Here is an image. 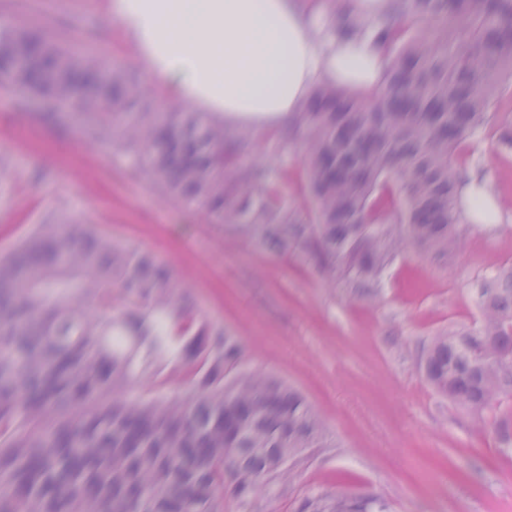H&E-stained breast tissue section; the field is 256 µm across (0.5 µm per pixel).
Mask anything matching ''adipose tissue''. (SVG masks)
I'll return each instance as SVG.
<instances>
[{
    "mask_svg": "<svg viewBox=\"0 0 512 512\" xmlns=\"http://www.w3.org/2000/svg\"><path fill=\"white\" fill-rule=\"evenodd\" d=\"M361 25L324 30L320 6L302 0H114L151 88L174 87L195 111L264 131L290 123L312 88L368 92L386 53L379 22L401 0H350Z\"/></svg>",
    "mask_w": 512,
    "mask_h": 512,
    "instance_id": "1",
    "label": "adipose tissue"
}]
</instances>
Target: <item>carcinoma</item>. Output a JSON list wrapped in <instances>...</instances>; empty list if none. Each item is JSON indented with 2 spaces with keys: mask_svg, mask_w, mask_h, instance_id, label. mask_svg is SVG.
I'll return each mask as SVG.
<instances>
[{
  "mask_svg": "<svg viewBox=\"0 0 512 512\" xmlns=\"http://www.w3.org/2000/svg\"><path fill=\"white\" fill-rule=\"evenodd\" d=\"M382 26L389 64L374 105L315 87L294 126L312 206L288 209L252 132L221 112H168L143 83L32 31L0 29L32 61L0 81L46 97V119L113 138L140 171L212 224L313 261L374 298L409 242L440 260L461 244L460 170L512 88V0H408ZM424 22L430 34L412 31ZM479 321L432 337L422 371L463 410L495 415L512 455V266L475 286ZM324 424L305 398L246 363L154 256L87 224H36L0 257V512H226L282 495ZM299 512H387L364 493L317 492Z\"/></svg>",
  "mask_w": 512,
  "mask_h": 512,
  "instance_id": "carcinoma-1",
  "label": "carcinoma"
}]
</instances>
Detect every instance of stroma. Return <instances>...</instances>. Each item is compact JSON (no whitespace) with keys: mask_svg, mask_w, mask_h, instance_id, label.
<instances>
[{"mask_svg":"<svg viewBox=\"0 0 512 512\" xmlns=\"http://www.w3.org/2000/svg\"><path fill=\"white\" fill-rule=\"evenodd\" d=\"M111 2L0 0V27L36 30L138 71ZM470 151L471 170L487 174L504 203L499 223L469 225L440 264L406 245L371 302L329 283L314 262L255 244L237 225L208 223L138 173L131 156L54 126L38 98L0 85V253L51 216L153 253L251 366L305 396L324 420L326 445L258 512H298L319 490L367 493L389 512H512V458L497 450L491 414L460 409L419 367L432 336L476 325L475 284L512 264V150L485 132ZM301 153L299 132L271 130L254 134L237 161L260 157L285 174L283 199L299 209L311 204Z\"/></svg>","mask_w":512,"mask_h":512,"instance_id":"1","label":"stroma"}]
</instances>
